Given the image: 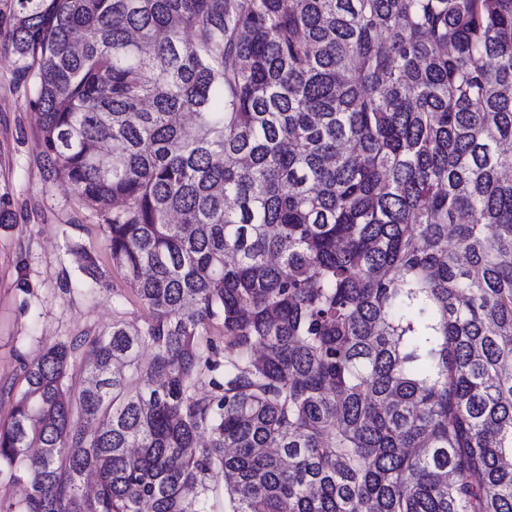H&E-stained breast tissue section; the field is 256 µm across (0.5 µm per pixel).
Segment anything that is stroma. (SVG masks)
Wrapping results in <instances>:
<instances>
[{
    "instance_id": "1",
    "label": "stroma",
    "mask_w": 512,
    "mask_h": 512,
    "mask_svg": "<svg viewBox=\"0 0 512 512\" xmlns=\"http://www.w3.org/2000/svg\"><path fill=\"white\" fill-rule=\"evenodd\" d=\"M27 92L14 82L12 57L0 55V208L11 213L0 223V423L23 386L24 363L57 343L101 334L113 320L150 318L112 264L100 217L66 183L45 180ZM90 260L103 274L92 294L74 286Z\"/></svg>"
}]
</instances>
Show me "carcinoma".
I'll list each match as a JSON object with an SVG mask.
<instances>
[{"mask_svg": "<svg viewBox=\"0 0 512 512\" xmlns=\"http://www.w3.org/2000/svg\"><path fill=\"white\" fill-rule=\"evenodd\" d=\"M2 53L152 312L24 365L17 512H512V0H0Z\"/></svg>", "mask_w": 512, "mask_h": 512, "instance_id": "1", "label": "carcinoma"}]
</instances>
